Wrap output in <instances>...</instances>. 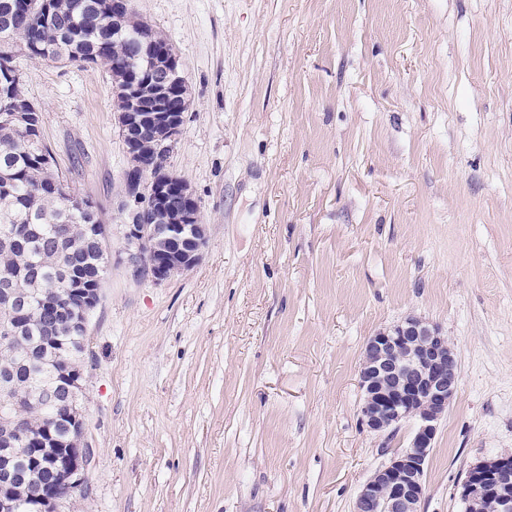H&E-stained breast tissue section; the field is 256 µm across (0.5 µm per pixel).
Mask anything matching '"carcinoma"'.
<instances>
[{
    "label": "carcinoma",
    "instance_id": "carcinoma-1",
    "mask_svg": "<svg viewBox=\"0 0 512 512\" xmlns=\"http://www.w3.org/2000/svg\"><path fill=\"white\" fill-rule=\"evenodd\" d=\"M101 0H0V39L25 46L24 56L34 60L70 61L90 57L107 69L112 81L135 74L141 85L135 99L152 96L157 78L148 61L134 46L140 19L132 11L121 13V32L112 31V16L99 10ZM30 102L23 81L0 74V104ZM48 151L40 130L24 133L0 123V238L16 231L27 236L15 250L0 241V279L8 278L20 293L32 289L33 279L54 288L61 306L80 309L96 299L102 282L90 264L95 239L89 224H102L96 209H82L67 183L53 166L40 161ZM23 324L24 343L0 349V367L11 366L40 389V407L15 398L0 402V415L24 410L28 424L48 428L58 437L67 430V409L61 406L64 376L53 351L65 354L70 375H81L88 337L82 314L56 322L38 310L32 300L23 309L0 303V325Z\"/></svg>",
    "mask_w": 512,
    "mask_h": 512
}]
</instances>
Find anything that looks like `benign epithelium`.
Here are the masks:
<instances>
[{"mask_svg":"<svg viewBox=\"0 0 512 512\" xmlns=\"http://www.w3.org/2000/svg\"><path fill=\"white\" fill-rule=\"evenodd\" d=\"M136 38L145 47L153 71L167 88L181 90L183 77L174 51L160 45L153 29L142 23ZM4 122L27 132L33 114L13 107L0 114ZM116 123L127 156L123 190L128 263L135 277L149 275L157 283L191 269L207 243L206 227L191 205L175 207L170 195L193 197L184 181L171 185L174 174L163 168L147 175V166L137 129L147 128L154 150L166 156L177 142L184 124L183 107L162 103L149 114L133 109L116 114ZM363 393L361 420L372 432H383L414 420L416 429L409 447L394 453L360 487L354 512H419L424 496V472L441 419L448 412L459 387L457 353L441 330L417 316L385 327L369 337L359 370ZM82 378L73 377L63 406L68 411L71 447L52 457L62 481L74 490L86 482L94 449L85 438V421L79 406ZM29 437L20 421L10 415L0 420V512H18L28 501L34 512H58L62 499L34 477L15 471L18 448ZM512 455L497 456L471 466L458 491L461 501L471 505L482 498L497 497V512H512Z\"/></svg>","mask_w":512,"mask_h":512,"instance_id":"7a95c632","label":"benign epithelium"}]
</instances>
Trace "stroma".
<instances>
[{
    "instance_id": "1",
    "label": "stroma",
    "mask_w": 512,
    "mask_h": 512,
    "mask_svg": "<svg viewBox=\"0 0 512 512\" xmlns=\"http://www.w3.org/2000/svg\"><path fill=\"white\" fill-rule=\"evenodd\" d=\"M191 105L167 167L207 244L133 276L110 77L20 56L41 138L110 230L89 320L86 494L61 512H353L413 422L359 364L410 315L459 357L421 512L512 454V0H130Z\"/></svg>"
}]
</instances>
